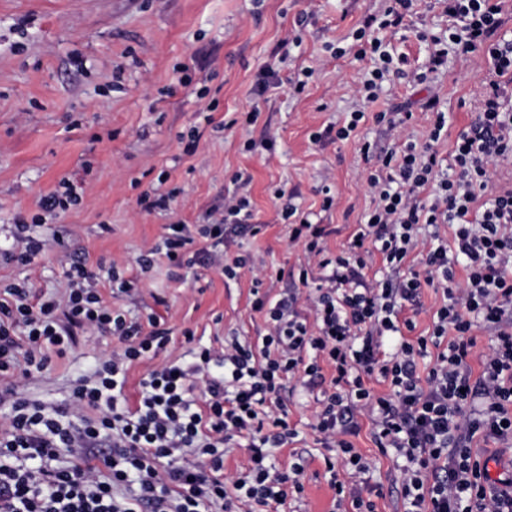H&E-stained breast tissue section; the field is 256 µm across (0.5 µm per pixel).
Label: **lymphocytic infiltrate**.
Returning <instances> with one entry per match:
<instances>
[{"mask_svg":"<svg viewBox=\"0 0 512 512\" xmlns=\"http://www.w3.org/2000/svg\"><path fill=\"white\" fill-rule=\"evenodd\" d=\"M415 2L387 0L352 33L355 58L372 64L358 88L366 102L404 75L384 34L401 29ZM442 2L449 23L429 36L428 72L443 69L449 54L479 49L491 64L481 81L478 120L454 143L453 175H444L437 150L448 116L431 97L422 105L434 114L424 141L409 139L379 155L362 142L377 204L347 252L329 255L328 226L297 218L285 190H277L282 217L292 222L290 239L322 276L313 321L298 310L297 292L254 299L268 325L261 349L234 337L188 361L156 362L140 381L136 403H128L129 367L155 359L169 329L154 314L143 324L129 321L102 299L97 273L67 255L58 233L44 232L46 219L80 203L73 180L61 179L42 198L40 215L17 218L14 243L0 252V263L28 266L54 251L65 271L50 293L25 282L0 284V404L10 408L0 430V512H234L240 502L251 512H278L287 498H301L306 467L298 454L284 472L268 463L271 449L297 436L280 396L288 381L313 394L318 406L313 429L337 504L375 512L372 500L349 490L350 479L369 472L351 441L363 412L377 447L399 468L404 512H512V480L492 482L487 460L471 448L478 436L512 442V189L494 191L489 169L494 159L512 156V38L500 33L501 0ZM233 182L235 192L205 211L199 232L167 225L155 251L169 265L228 277L246 266V259L228 258L227 249L261 227L252 221L249 178L238 174ZM427 189L433 196L425 200ZM437 224L453 225V244L430 248L421 269L400 276L420 228ZM375 252L393 276L373 284L363 269L365 255ZM426 287L441 290L444 303L431 332L411 341L406 334L415 325L400 313ZM481 326L492 336L480 355L474 331ZM82 332L118 337L122 346L79 376L60 405L19 397L10 377L67 357ZM431 351L435 363L423 381L416 360ZM373 375L387 382L388 393L366 386ZM239 443L249 451L250 473L223 479L224 451Z\"/></svg>","mask_w":512,"mask_h":512,"instance_id":"obj_1","label":"lymphocytic infiltrate"}]
</instances>
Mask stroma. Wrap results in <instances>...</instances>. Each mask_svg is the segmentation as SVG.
<instances>
[{
	"instance_id": "35a3bbf8",
	"label": "stroma",
	"mask_w": 512,
	"mask_h": 512,
	"mask_svg": "<svg viewBox=\"0 0 512 512\" xmlns=\"http://www.w3.org/2000/svg\"><path fill=\"white\" fill-rule=\"evenodd\" d=\"M385 0H0V248L8 247L16 217L39 213L41 197L64 177L84 178L82 203L52 220L69 251L86 257L91 268L117 265L128 278H140L137 290L113 298L108 281L99 289L127 318L145 321L153 295L164 296L160 313L172 331L168 357L190 349L221 347L237 336L257 342L267 332L262 313L251 306L252 290L262 285L270 296L292 287L293 273L320 270L300 245L291 243L280 216L276 189L295 191L296 203L312 220L335 226L326 247L338 254L364 213L374 206L360 158L362 137L384 147L423 139L431 118L415 112L403 129L367 123L349 140L326 146L312 143L313 132L340 125L349 112L364 107L376 113L384 105L416 101L436 94L452 122L438 145L448 157L458 134L475 122L476 98L486 72L483 51L451 58L445 70L425 83L406 80L385 84L381 99L364 105L356 89L365 65L348 51L351 33L364 18L380 13ZM446 19L434 0H419L411 29L393 36L410 72L424 71L429 46L422 32H434ZM291 38L285 77L310 68L314 76L298 96L287 89L256 99L252 88L273 53ZM346 48L330 59L327 45ZM187 64L197 83L173 87V68ZM207 97H199L200 88ZM215 112H207L209 101ZM259 107L256 125L237 124L239 113ZM196 134L195 155L182 153L178 137ZM276 139L274 153H249L245 144L265 136ZM250 176L248 186L254 223L262 230L240 239L232 254L250 264L233 279L213 269L198 277L171 268L156 257L149 273L135 258L153 245L168 224H197L210 207L233 193L236 173ZM334 198L323 210L322 187ZM174 192L170 210L142 212L139 194ZM111 225L104 233L100 224ZM63 268L57 253L32 265H0V283L57 286ZM120 346L110 336L77 339L73 356L53 360L43 374L16 381L23 396L57 403L73 381ZM288 422L298 431L294 443L274 449L272 463L287 470L293 454L306 459L304 493L291 500L292 512H332L322 448L313 429L316 404L300 391L283 392ZM354 437L356 451L370 466L361 494L380 486L376 512H402L401 475L392 456L377 448L366 415Z\"/></svg>"
}]
</instances>
